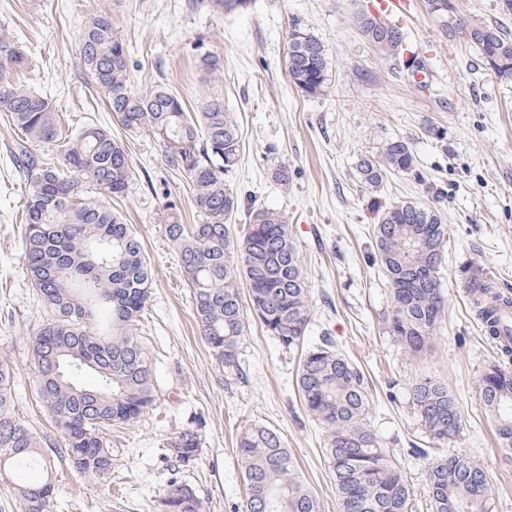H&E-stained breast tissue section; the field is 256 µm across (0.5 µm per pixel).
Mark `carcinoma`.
<instances>
[{
    "label": "carcinoma",
    "mask_w": 512,
    "mask_h": 512,
    "mask_svg": "<svg viewBox=\"0 0 512 512\" xmlns=\"http://www.w3.org/2000/svg\"><path fill=\"white\" fill-rule=\"evenodd\" d=\"M424 5L448 39L468 42L484 67L512 77L511 34L458 9L448 17V0H424ZM356 23L380 54L401 53L404 30L365 10L357 13ZM77 50L113 117L128 130L148 131L163 144L168 165L192 183L200 222L182 223L170 202L164 231L179 255L200 334L212 353L224 366H236L250 317L282 348L293 350L311 323L303 257L283 217L263 206L250 208L242 237L230 235L227 223L239 199L224 174L240 162L242 152L239 125L224 99L206 96L191 114L163 83L147 93L133 91L128 48L106 12L87 18ZM25 67L11 31L0 27V115L15 131L11 157L27 177L25 267L49 312L31 344L39 395L73 470L100 477L112 471L109 429L139 418L157 400L149 352L132 330L150 297L151 272L130 225L94 197L124 196L132 176L124 148L110 129L92 121L75 130L63 126L55 102L17 79ZM286 69L303 94L319 96L328 88L325 46L296 25ZM54 151L61 162L52 160ZM359 169L364 182L375 186L389 172H415V157L409 144L397 139L385 145L381 159L366 158ZM374 238L391 286L386 332L408 354L423 356L445 315L442 260L448 226L436 207L401 201L376 225ZM463 287L481 332L500 345L498 360L480 373L478 389L499 447L512 462V296L479 266L466 269ZM100 305L112 315L111 330L102 334L94 325ZM12 385L11 362L1 357L0 480L42 471L41 479L18 483L15 490L24 512H52L53 459L15 414ZM296 386L307 412L324 426L340 512H410V483L368 423L365 374L336 350L328 334L309 344ZM411 396L431 441L444 445L459 437L461 413L445 382L420 377ZM202 429L198 420L165 439V457L184 466L195 462ZM236 451L247 487L245 512H321L277 432L250 426L240 434ZM425 490L431 512H493L486 471L462 453L434 458ZM157 508L202 512V501L191 486L172 480Z\"/></svg>",
    "instance_id": "obj_1"
}]
</instances>
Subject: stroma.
<instances>
[{"mask_svg":"<svg viewBox=\"0 0 512 512\" xmlns=\"http://www.w3.org/2000/svg\"><path fill=\"white\" fill-rule=\"evenodd\" d=\"M369 0H246L221 12L189 9L188 0H0V25L15 30L32 58L25 84L54 96L70 126L94 120L125 148L132 179L112 206L137 232L153 270L151 296L138 334L152 358L158 399L150 412L110 433L111 474L76 475L62 438L38 395L30 344L45 319L24 265L22 211L26 178L14 168V133L0 121V356L14 367L15 412L58 448L55 512H157L170 480L194 488L204 512H243L246 488L236 456L241 431L276 430L323 512H339L324 456V430L296 388L301 353L283 349L250 322L237 367L227 368L202 339L179 256L165 237L166 202L184 223H197L193 190L170 169L162 146L145 132L123 128L82 67L77 42L86 16L108 12L129 51L131 86L164 83L189 110L202 96L223 98L242 135V158L224 179L239 198L229 231L239 236L245 209L282 212L310 281V338L330 333L337 349L370 384L368 421L400 463L414 490L415 512H429L427 448L410 385L431 374L448 384L463 429L448 443L484 468L494 512H512V464L505 462L479 399L477 379L497 354L479 332L462 287L463 271L482 265L512 292V78L486 70L476 52L448 40L424 5L407 21V49L427 69L414 85L403 57L379 55L354 21ZM299 26L318 37L329 58L330 87L302 94L289 81V34ZM220 69L206 74L200 58ZM406 140L417 159L413 174L364 183L361 159ZM288 164L292 179L272 176ZM437 206L448 226L443 289L446 320L426 355L412 357L384 330L389 284L375 258L374 228L393 203ZM205 422L195 464L174 467L162 443L191 421Z\"/></svg>","mask_w":512,"mask_h":512,"instance_id":"35a3bbf8","label":"stroma"}]
</instances>
